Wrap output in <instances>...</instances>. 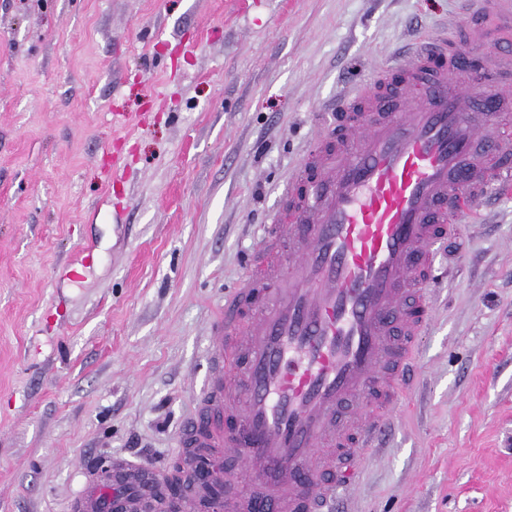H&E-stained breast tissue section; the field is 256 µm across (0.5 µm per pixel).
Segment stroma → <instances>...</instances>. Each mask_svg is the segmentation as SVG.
I'll return each instance as SVG.
<instances>
[{"label": "stroma", "mask_w": 512, "mask_h": 512, "mask_svg": "<svg viewBox=\"0 0 512 512\" xmlns=\"http://www.w3.org/2000/svg\"><path fill=\"white\" fill-rule=\"evenodd\" d=\"M465 0H0V512L164 473L208 330L339 90ZM436 258L354 512H512V189Z\"/></svg>", "instance_id": "stroma-1"}]
</instances>
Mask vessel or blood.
<instances>
[{
    "label": "vessel or blood",
    "mask_w": 512,
    "mask_h": 512,
    "mask_svg": "<svg viewBox=\"0 0 512 512\" xmlns=\"http://www.w3.org/2000/svg\"><path fill=\"white\" fill-rule=\"evenodd\" d=\"M475 58L438 33L345 87L334 124L307 146L281 190L267 239L224 296L210 338L209 382L183 448L236 458L229 482L250 498L224 512H330L382 447L391 408L415 377L416 342L434 314L433 247L457 220L512 185V139L493 135L505 102L473 91ZM512 82V45L484 66ZM357 399L351 422L337 408ZM173 512L152 472L89 486L75 512Z\"/></svg>",
    "instance_id": "1"
}]
</instances>
